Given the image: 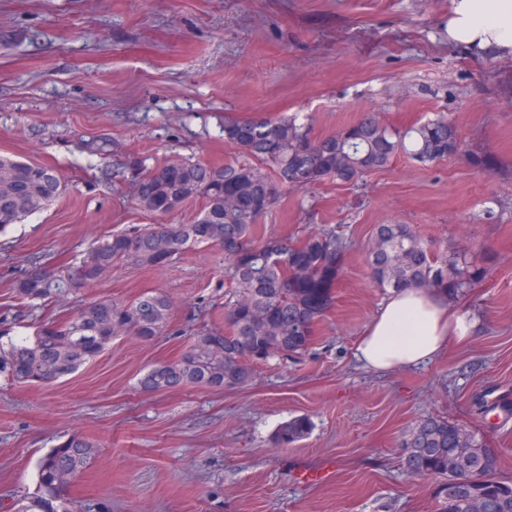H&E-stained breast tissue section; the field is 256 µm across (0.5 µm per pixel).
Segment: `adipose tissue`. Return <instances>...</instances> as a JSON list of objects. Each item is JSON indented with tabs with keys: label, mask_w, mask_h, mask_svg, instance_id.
Instances as JSON below:
<instances>
[{
	"label": "adipose tissue",
	"mask_w": 512,
	"mask_h": 512,
	"mask_svg": "<svg viewBox=\"0 0 512 512\" xmlns=\"http://www.w3.org/2000/svg\"><path fill=\"white\" fill-rule=\"evenodd\" d=\"M448 36L483 54L512 56V0H451ZM472 329L470 316L453 309L446 295L410 288L381 303L357 341L354 357L374 370L414 367L464 343Z\"/></svg>",
	"instance_id": "obj_1"
}]
</instances>
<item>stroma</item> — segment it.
<instances>
[{"mask_svg":"<svg viewBox=\"0 0 512 512\" xmlns=\"http://www.w3.org/2000/svg\"><path fill=\"white\" fill-rule=\"evenodd\" d=\"M449 0H0V157L56 169L65 193L0 233V343L32 335L96 298L126 303L158 290L173 303L152 342L117 341L49 385L0 373V512L37 489L39 459L68 435L94 444L76 500L110 512H437L434 481L409 477L399 438L427 416L479 431L512 480V57H482L448 39ZM377 112L398 129L445 115L479 164L431 166L397 155L357 185L284 192L256 235L297 240L331 228L348 247L301 357L256 367L251 384L148 393L139 378L178 360L193 335L224 324V252L197 247L170 265L115 267L97 287L29 307L13 284L32 265L64 269L100 237L188 224L201 204L154 215L119 177L179 157L236 155L225 119L298 116L311 137ZM108 141L89 155L90 139ZM379 224H407L437 250L494 263L477 293L453 300L480 320L464 345L419 367L376 371L352 350L386 294L366 246ZM305 415V440L272 437ZM330 468L323 483L300 470Z\"/></svg>","mask_w":512,"mask_h":512,"instance_id":"1","label":"stroma"}]
</instances>
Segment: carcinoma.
<instances>
[{"instance_id":"cac0c4a2","label":"carcinoma","mask_w":512,"mask_h":512,"mask_svg":"<svg viewBox=\"0 0 512 512\" xmlns=\"http://www.w3.org/2000/svg\"><path fill=\"white\" fill-rule=\"evenodd\" d=\"M224 141L234 159L210 165L180 159L151 168L137 156L123 163L124 181L138 206L165 214L188 201L202 207L191 224H151L116 232L87 251L79 264L61 270L38 266L14 285L22 303L62 300L105 281L112 268L132 263L162 268L196 246L224 250V330L203 329L180 359L160 363L139 379L144 391L187 385L242 388L257 364L303 355L315 326L333 301L344 239L323 229L296 242L283 236H256L258 220L279 203L283 189L326 180L357 182L386 167L398 154L430 166L451 156L474 160L455 125L440 115L400 131L376 112L336 133L313 139L294 117L256 115L224 121ZM57 171L0 158V232L47 209L63 193ZM374 284L385 290L424 288L451 298L481 287L487 269L456 250L438 253L405 224L378 225L367 247ZM172 302L145 292L124 304L90 301L62 322L40 325L31 337L0 346V372L21 383L51 384L112 348L122 337L148 343L167 327ZM310 419L295 416L279 426L274 444L286 447L308 437ZM406 471L438 480L437 512H512V480L497 477L498 452L484 437L442 418L428 417L405 431ZM92 444L72 435L38 464V491L22 512H108V504L69 499L61 470L82 471Z\"/></svg>"}]
</instances>
